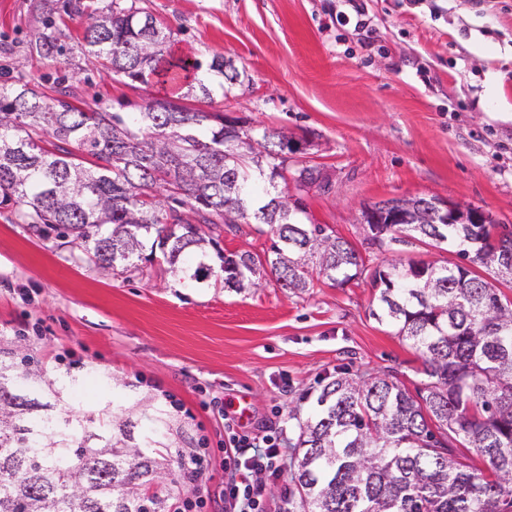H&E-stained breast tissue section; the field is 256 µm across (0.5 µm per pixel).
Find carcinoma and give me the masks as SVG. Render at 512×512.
Segmentation results:
<instances>
[{"instance_id": "carcinoma-1", "label": "carcinoma", "mask_w": 512, "mask_h": 512, "mask_svg": "<svg viewBox=\"0 0 512 512\" xmlns=\"http://www.w3.org/2000/svg\"><path fill=\"white\" fill-rule=\"evenodd\" d=\"M82 14L79 0L49 8L27 43L40 58H68L74 46L62 15ZM80 47L111 73L146 83L166 62L167 35L149 14L102 0L87 14ZM184 70L205 97L213 78L233 86L241 73L214 56ZM67 76L58 96L42 79L0 85V200L19 206L23 223L42 236L79 242L88 259L109 269L160 259L190 283L218 276L238 288L259 286L269 265L277 284L302 293L314 278L343 287L360 278L364 259L343 238L298 217L270 192L288 183V132L253 136L256 161L243 166L239 130L224 114L150 100L136 113L79 108ZM56 141V152L40 145ZM81 151L77 155L68 146ZM96 168L83 165V155ZM298 191L322 185L321 171L293 173ZM413 224L370 228L379 247L405 244L412 232L455 248L451 267L390 262L375 270L380 286L372 316L397 329L420 352L424 380L410 392L390 372H338L323 378L306 417L297 420L289 461L288 512H512V299L472 266L493 267L512 283V227L443 223L431 198L417 197ZM266 224L271 255L250 251L209 264L224 228ZM204 224L210 234L202 235ZM0 359V512H167L180 494L177 461L192 448L158 437L166 421L145 409L137 418L110 407L58 404L68 383L45 391L43 371L19 351ZM465 442L485 468L464 462Z\"/></svg>"}]
</instances>
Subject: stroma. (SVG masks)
Listing matches in <instances>:
<instances>
[{
	"label": "stroma",
	"mask_w": 512,
	"mask_h": 512,
	"mask_svg": "<svg viewBox=\"0 0 512 512\" xmlns=\"http://www.w3.org/2000/svg\"><path fill=\"white\" fill-rule=\"evenodd\" d=\"M39 0H0V84L13 68L69 76L71 103L133 112L148 99L234 112L247 129H286L288 165L319 166L327 187L301 198L313 223L349 241L367 269L387 261L366 243L363 205L437 195L512 225V0H363L368 28L336 21L337 0H134L170 34V71L149 84L106 76L75 51L67 63L26 53ZM232 58L247 76L210 97L190 92L182 61ZM368 279L319 280L295 294L264 272L258 288L186 286L89 263L81 247L43 238L0 206V348L24 344L47 381L96 375L89 403L158 408L175 448L211 449L206 487L229 473L224 403L245 410L251 444L291 437V408L337 369L390 370L418 386L422 359L371 314Z\"/></svg>",
	"instance_id": "1"
}]
</instances>
